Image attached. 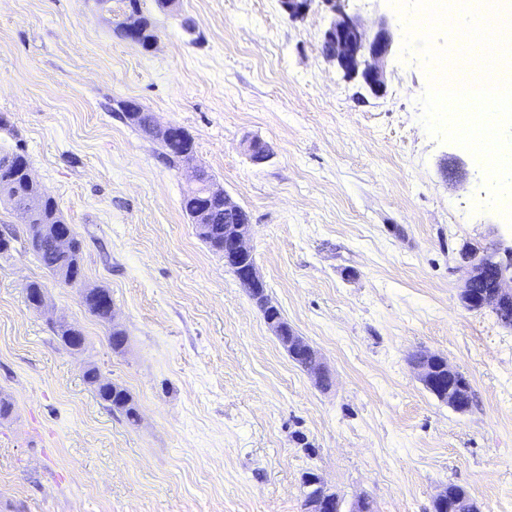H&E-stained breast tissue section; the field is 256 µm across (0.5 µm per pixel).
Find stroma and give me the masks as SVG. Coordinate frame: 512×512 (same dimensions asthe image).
<instances>
[{
  "mask_svg": "<svg viewBox=\"0 0 512 512\" xmlns=\"http://www.w3.org/2000/svg\"><path fill=\"white\" fill-rule=\"evenodd\" d=\"M151 49L121 39L126 0H0V149L22 150L83 241L87 286L114 317L42 267L0 201V512H302L307 473L344 506L433 512L466 488L482 512H512V329L459 299L464 247L512 243V224L471 209L485 164L430 134L432 71L405 50L389 0H345L395 42L373 97L322 52L331 14L301 20L280 0H140ZM185 128L195 158L250 215L268 294L323 357L318 387L268 330L246 289L182 209L184 166L116 107ZM256 137L262 163L243 150ZM40 281L42 310L25 289ZM79 328L66 348L58 323ZM125 332L113 350L109 331ZM446 356L470 409L429 393L409 363ZM128 390L136 422L83 373ZM94 289L100 291L101 294L98 295L99 297L97 299L94 297L88 299L84 307L88 313L96 317L98 320L110 323L113 319V309L111 306L112 296L109 291L104 288L96 287ZM101 299H109V304L102 305Z\"/></svg>",
  "mask_w": 512,
  "mask_h": 512,
  "instance_id": "1",
  "label": "stroma"
}]
</instances>
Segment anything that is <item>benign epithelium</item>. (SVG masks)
<instances>
[{
    "label": "benign epithelium",
    "mask_w": 512,
    "mask_h": 512,
    "mask_svg": "<svg viewBox=\"0 0 512 512\" xmlns=\"http://www.w3.org/2000/svg\"><path fill=\"white\" fill-rule=\"evenodd\" d=\"M291 20L304 18L314 0H280ZM332 14V20L323 36V52L328 61L349 80H355L370 95L380 97L386 89L385 61L393 45V31L387 20L382 19L373 30H368L363 20L346 11L343 0H321ZM245 152L255 163L269 158L270 147L259 139L244 143ZM205 194L224 199V266L237 280L251 289L262 281V276L250 246L252 224L247 211L236 203L224 188L215 183H207ZM484 269L496 273L495 290L488 299L512 301V245H492L474 251V258L467 265V277L461 292L466 294L474 280ZM311 493L313 506L334 510L339 497L327 492L321 480L313 478Z\"/></svg>",
    "instance_id": "benign-epithelium-1"
}]
</instances>
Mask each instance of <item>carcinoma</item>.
<instances>
[{
	"label": "carcinoma",
	"instance_id": "1",
	"mask_svg": "<svg viewBox=\"0 0 512 512\" xmlns=\"http://www.w3.org/2000/svg\"><path fill=\"white\" fill-rule=\"evenodd\" d=\"M151 119L152 116L148 112H130L126 117V121L131 126L145 135L149 134ZM186 151H195V144L190 134L184 130L180 137L163 144L162 157L168 164L174 166L178 164L181 155ZM29 177L30 163L24 153L12 151L0 154V200L6 201L15 208L27 203L31 196L37 199L33 223L27 226L28 245L35 253L37 260L52 275L65 278L66 283L70 285L84 284L83 245L79 234L75 231L72 232L71 246L68 251L63 252L57 249L55 226L64 223L58 202L54 196L40 187L30 185ZM206 203L214 209V223L206 224L199 229L198 236L210 251L220 255L224 250V208L222 203L214 199L208 200L196 191L187 192L182 198V208L189 215L194 214ZM103 299H112L109 291L104 288L100 289L99 298L92 297L86 301L85 309L98 320L109 323L112 320V306L101 304ZM251 299L263 312V316L285 320L279 307H265L270 300L266 286L258 288ZM486 307L492 310L502 326L512 328V302L490 301ZM84 380L93 388L97 397L107 408L124 413L130 422L137 420L136 407L130 393L125 388L103 381L99 370L95 367L85 370ZM461 383L464 384L465 390V407L461 409V412L464 413L471 406V394L469 381L463 374L459 373L448 378V384L442 387L427 384L425 388L439 401L446 403L448 397L457 391V387ZM445 491L448 493V505L453 512H480L478 503L465 488L450 483L446 486Z\"/></svg>",
	"mask_w": 512,
	"mask_h": 512
}]
</instances>
